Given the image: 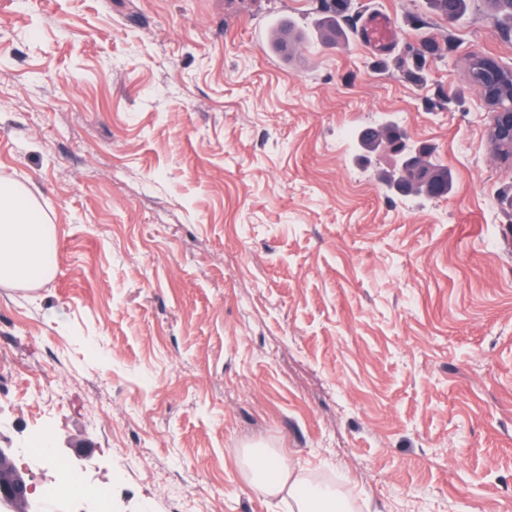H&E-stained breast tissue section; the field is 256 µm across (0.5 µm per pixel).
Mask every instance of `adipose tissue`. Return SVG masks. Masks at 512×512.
<instances>
[{
    "label": "adipose tissue",
    "instance_id": "obj_1",
    "mask_svg": "<svg viewBox=\"0 0 512 512\" xmlns=\"http://www.w3.org/2000/svg\"><path fill=\"white\" fill-rule=\"evenodd\" d=\"M55 253L48 225L24 188L0 189V284L33 286L39 283ZM251 483L260 493L287 494L290 512H343V501L327 496L293 475L292 465L279 455L251 459Z\"/></svg>",
    "mask_w": 512,
    "mask_h": 512
}]
</instances>
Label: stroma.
<instances>
[{
  "label": "stroma",
  "instance_id": "1",
  "mask_svg": "<svg viewBox=\"0 0 512 512\" xmlns=\"http://www.w3.org/2000/svg\"><path fill=\"white\" fill-rule=\"evenodd\" d=\"M476 54L512 67L484 0H0V186L56 249L0 284L17 468L88 456L105 512H288L261 451L352 512H512V163ZM388 120L447 196L388 189L356 140ZM433 11L448 21L461 17L468 8L469 0H429Z\"/></svg>",
  "mask_w": 512,
  "mask_h": 512
}]
</instances>
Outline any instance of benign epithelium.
<instances>
[{
  "label": "benign epithelium",
  "instance_id": "benign-epithelium-1",
  "mask_svg": "<svg viewBox=\"0 0 512 512\" xmlns=\"http://www.w3.org/2000/svg\"><path fill=\"white\" fill-rule=\"evenodd\" d=\"M470 82L480 98L489 107L488 140L501 152L512 158V108L505 112L497 105L502 92L512 98V68L500 65L492 58L475 55L470 72ZM406 134L397 126L387 130L384 147L397 156H403L407 144ZM398 179L401 183L396 191L401 194L416 192L419 186L429 189L430 176L412 160L407 166H400ZM34 491L30 477L19 470L13 479L0 485V512H32L31 495Z\"/></svg>",
  "mask_w": 512,
  "mask_h": 512
}]
</instances>
